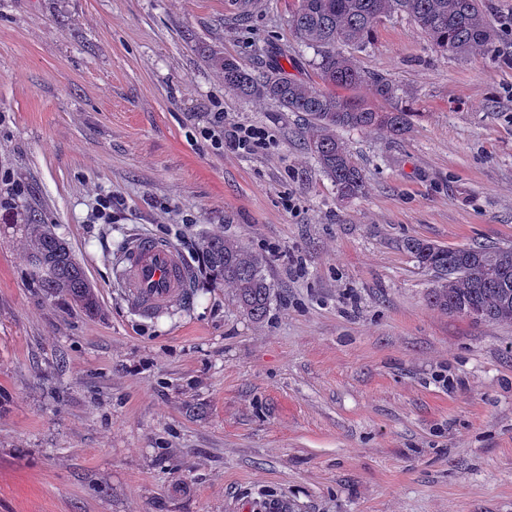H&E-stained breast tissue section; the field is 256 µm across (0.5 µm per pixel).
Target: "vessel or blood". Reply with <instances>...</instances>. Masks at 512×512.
I'll list each match as a JSON object with an SVG mask.
<instances>
[{
    "label": "vessel or blood",
    "instance_id": "vessel-or-blood-1",
    "mask_svg": "<svg viewBox=\"0 0 512 512\" xmlns=\"http://www.w3.org/2000/svg\"><path fill=\"white\" fill-rule=\"evenodd\" d=\"M115 275L145 320L190 296V268L173 244L150 236L136 237L124 248Z\"/></svg>",
    "mask_w": 512,
    "mask_h": 512
}]
</instances>
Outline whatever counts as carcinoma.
<instances>
[{
    "label": "carcinoma",
    "mask_w": 512,
    "mask_h": 512,
    "mask_svg": "<svg viewBox=\"0 0 512 512\" xmlns=\"http://www.w3.org/2000/svg\"><path fill=\"white\" fill-rule=\"evenodd\" d=\"M409 16L440 51L466 56L475 49L494 51L499 32L489 20L484 0H298L289 26L297 41L314 50L322 86L304 83L276 65L252 73L229 56H210L227 89L245 98L265 99L308 121L309 149L321 169L346 199L362 194L361 168L339 130H381L400 137L410 129L414 112L394 105L397 88L381 75L363 73L340 50L369 41L380 18ZM370 84L375 101L348 91ZM378 102L392 104L382 110ZM27 257L42 262L48 273L36 276L47 297L71 303L88 315L100 309L96 289L76 261L68 244L41 219L24 225ZM403 249L419 266L434 274L428 293L430 306L465 316L476 323H512V248L469 246L448 248L410 237ZM202 255L212 285L232 291V301L250 320L262 322L270 310L273 291L265 275L267 258L241 242L220 235L201 239Z\"/></svg>",
    "instance_id": "obj_1"
}]
</instances>
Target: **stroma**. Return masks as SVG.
Instances as JSON below:
<instances>
[{
  "label": "stroma",
  "mask_w": 512,
  "mask_h": 512,
  "mask_svg": "<svg viewBox=\"0 0 512 512\" xmlns=\"http://www.w3.org/2000/svg\"><path fill=\"white\" fill-rule=\"evenodd\" d=\"M494 54L436 50L407 16L347 46L399 88L408 133L342 137L341 199L300 114L224 86L211 51L319 85L297 0H0V512H512V324L429 306L402 247H512V0ZM269 135L204 138L213 113ZM123 207L91 218L97 195ZM37 210L98 291L47 299L27 261ZM220 234L268 258L249 320L196 273L144 322L114 278L135 235ZM215 118L217 122L223 123V135H216L215 131L211 129L204 130V134L214 141L217 148L223 149L225 142V145L233 150L249 153L259 146L261 137L253 129L234 126L226 132L224 131V115L216 112Z\"/></svg>",
  "instance_id": "obj_1"
}]
</instances>
